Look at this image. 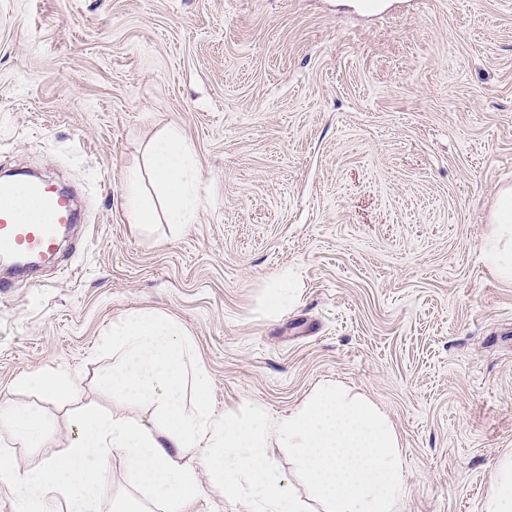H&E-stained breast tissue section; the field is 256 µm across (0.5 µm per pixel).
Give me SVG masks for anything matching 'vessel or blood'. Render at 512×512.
Segmentation results:
<instances>
[{"instance_id":"1","label":"vessel or blood","mask_w":512,"mask_h":512,"mask_svg":"<svg viewBox=\"0 0 512 512\" xmlns=\"http://www.w3.org/2000/svg\"><path fill=\"white\" fill-rule=\"evenodd\" d=\"M24 189L38 206L31 219L22 218L15 211L14 185L0 183V252L26 260L58 253L59 226L74 223L78 218L69 195L38 182L25 183Z\"/></svg>"}]
</instances>
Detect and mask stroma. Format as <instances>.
<instances>
[{
  "mask_svg": "<svg viewBox=\"0 0 512 512\" xmlns=\"http://www.w3.org/2000/svg\"><path fill=\"white\" fill-rule=\"evenodd\" d=\"M177 127L195 223L140 227L123 172ZM78 193L74 253L0 295V403L45 414L19 468L73 443L107 392L114 320L155 313L194 349L215 415L287 414L340 381L388 416L398 512H480L512 451V282L488 266L512 187V0H0V170ZM297 300L273 314L281 272ZM66 371L77 402L26 377Z\"/></svg>",
  "mask_w": 512,
  "mask_h": 512,
  "instance_id": "stroma-1",
  "label": "stroma"
}]
</instances>
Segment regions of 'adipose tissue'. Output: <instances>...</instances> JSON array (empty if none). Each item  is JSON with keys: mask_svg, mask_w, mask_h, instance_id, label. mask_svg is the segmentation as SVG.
Wrapping results in <instances>:
<instances>
[{"mask_svg": "<svg viewBox=\"0 0 512 512\" xmlns=\"http://www.w3.org/2000/svg\"><path fill=\"white\" fill-rule=\"evenodd\" d=\"M149 170L162 190L169 223H193L197 210L193 150L177 130L151 148ZM493 271L512 281V189L501 192L486 244ZM113 348L123 357L102 384L115 393L152 400V426L106 416L77 414L76 438L66 453L26 470L0 448V484L23 512H189L203 484L221 491L236 512H305L298 493L281 476L265 448L277 442L294 457L302 481L322 512H396L408 487L399 440L386 414L366 395L325 382L288 415L273 417L261 405L246 415H215L205 399L186 408L182 369L193 349L174 320L132 313L112 323ZM0 431L39 446L49 426L37 412L0 404ZM120 454L135 492L112 489L111 458ZM481 512H512V454L498 461Z\"/></svg>", "mask_w": 512, "mask_h": 512, "instance_id": "ef3b65f1", "label": "adipose tissue"}]
</instances>
